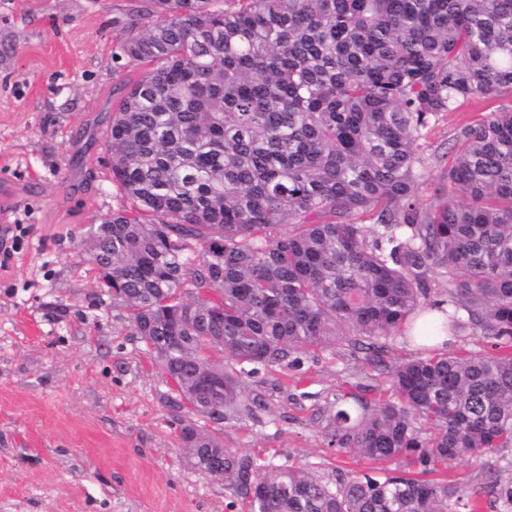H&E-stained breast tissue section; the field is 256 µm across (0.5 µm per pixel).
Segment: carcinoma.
<instances>
[{"instance_id": "1", "label": "carcinoma", "mask_w": 512, "mask_h": 512, "mask_svg": "<svg viewBox=\"0 0 512 512\" xmlns=\"http://www.w3.org/2000/svg\"><path fill=\"white\" fill-rule=\"evenodd\" d=\"M214 2L146 0L161 20L128 28L115 58L145 68L109 129L132 208L82 240L173 391L222 424L262 406L244 387L262 369L299 371L344 342L380 363L434 270L448 311L429 333L480 334L492 352L395 361L376 402L336 398L332 441L424 475L512 448V107L457 129L436 202H421L433 124L512 97V0ZM213 369L224 387L207 392ZM181 442L251 512H455L463 499L444 480L261 464L193 423Z\"/></svg>"}]
</instances>
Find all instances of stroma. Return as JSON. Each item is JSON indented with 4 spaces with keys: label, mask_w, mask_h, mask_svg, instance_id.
<instances>
[{
    "label": "stroma",
    "mask_w": 512,
    "mask_h": 512,
    "mask_svg": "<svg viewBox=\"0 0 512 512\" xmlns=\"http://www.w3.org/2000/svg\"><path fill=\"white\" fill-rule=\"evenodd\" d=\"M140 0H0V190L6 221L28 234L0 268V512H249L223 481L182 455L187 420L258 462L384 479L406 461L372 463L332 446L325 411L341 395L381 394L380 370L347 345L304 369L248 379L262 409L222 425L175 405L171 382L136 336L128 308L101 288L81 240L127 207L104 147L113 99L141 73L114 60ZM491 103L433 126L426 163L440 174L458 128ZM442 478L482 512H512V449L465 456Z\"/></svg>",
    "instance_id": "obj_1"
}]
</instances>
